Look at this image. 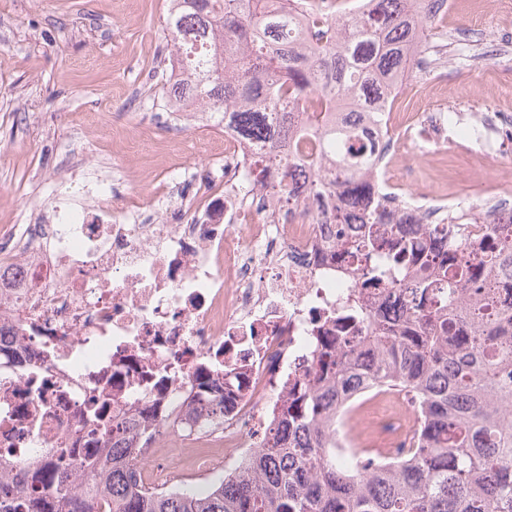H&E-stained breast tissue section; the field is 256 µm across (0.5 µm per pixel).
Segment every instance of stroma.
I'll return each instance as SVG.
<instances>
[{
    "label": "stroma",
    "instance_id": "35a3bbf8",
    "mask_svg": "<svg viewBox=\"0 0 512 512\" xmlns=\"http://www.w3.org/2000/svg\"><path fill=\"white\" fill-rule=\"evenodd\" d=\"M167 7V0H0V235L54 203L67 170L114 174L162 220L191 191L179 167L206 173V156L180 137L131 147L142 125L166 117ZM496 18L481 0H458L453 16L436 21L437 49L403 84L397 122L424 98L447 100L451 113H512V36L492 39ZM161 170L171 187L164 200L153 179ZM399 175L407 185L436 183L479 203L474 185L482 174L469 154L406 155Z\"/></svg>",
    "mask_w": 512,
    "mask_h": 512
}]
</instances>
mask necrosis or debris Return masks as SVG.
<instances>
[{"mask_svg": "<svg viewBox=\"0 0 512 512\" xmlns=\"http://www.w3.org/2000/svg\"><path fill=\"white\" fill-rule=\"evenodd\" d=\"M431 146L460 142L439 103L414 113ZM264 145L228 131L211 153L213 171L174 224L148 221L135 199L106 184L67 177L65 198L43 223L0 236V479L34 490L59 448L85 456L99 447L92 421L137 413L158 429L134 459L142 484L174 491L238 468L255 446L279 380L314 384L323 337L355 271L333 260L335 224L275 211L274 177L254 181ZM398 157L382 151L374 172L386 198L408 196L414 225L460 210L455 191L404 189ZM486 201L468 227L486 243L512 221V177L481 183ZM224 398V419L186 420ZM336 429L341 448H362L380 420L390 438L414 427L395 393L374 390Z\"/></svg>", "mask_w": 512, "mask_h": 512, "instance_id": "4bbe7bcc", "label": "necrosis or debris"}]
</instances>
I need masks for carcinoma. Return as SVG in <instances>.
I'll use <instances>...</instances> for the list:
<instances>
[{
  "label": "carcinoma",
  "mask_w": 512,
  "mask_h": 512,
  "mask_svg": "<svg viewBox=\"0 0 512 512\" xmlns=\"http://www.w3.org/2000/svg\"><path fill=\"white\" fill-rule=\"evenodd\" d=\"M291 0H169L171 63L195 79L168 83V100L198 105L232 129L280 148L257 176L306 170L298 191L281 180L273 201L288 212L329 192L330 221L348 227L336 254L356 261L362 287H400L406 316L387 321L348 298L336 334L323 338L315 384L280 381L286 406L271 415L243 471L201 491L142 487L129 448H149L156 428L136 415L103 431V446L52 469L38 493L0 485V512H512V308L496 286L512 282V223L493 243H467V214L430 224L427 239L399 233L370 181L379 150L365 118L385 111L427 51L436 13L427 0H367L315 16L305 44ZM305 100L306 120L294 104ZM284 114L271 124V114ZM368 330L352 345L353 322ZM374 385L413 400L417 425L387 461L368 452L347 467L333 434L343 404Z\"/></svg>",
  "instance_id": "obj_1"
}]
</instances>
